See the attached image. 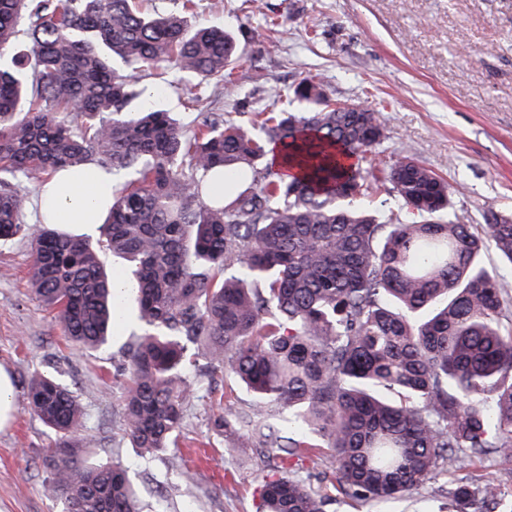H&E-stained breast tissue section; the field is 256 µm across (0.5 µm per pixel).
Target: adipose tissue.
<instances>
[{
    "label": "adipose tissue",
    "instance_id": "adipose-tissue-1",
    "mask_svg": "<svg viewBox=\"0 0 512 512\" xmlns=\"http://www.w3.org/2000/svg\"><path fill=\"white\" fill-rule=\"evenodd\" d=\"M112 178L97 172L94 178L62 171L43 183L40 207L44 223L68 224L78 232H93L107 215Z\"/></svg>",
    "mask_w": 512,
    "mask_h": 512
}]
</instances>
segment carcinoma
I'll list each match as a JSON object with an SVG mask.
<instances>
[{"label": "carcinoma", "instance_id": "carcinoma-1", "mask_svg": "<svg viewBox=\"0 0 512 512\" xmlns=\"http://www.w3.org/2000/svg\"><path fill=\"white\" fill-rule=\"evenodd\" d=\"M238 59L224 28L134 0H0V241L26 231L16 176L112 175L101 237L36 230L30 283L77 348L107 344L133 307V446L176 444L204 360L253 397L211 429L225 453L260 462L263 512H327L331 497L288 469L324 447L332 486L375 502L457 463L511 459L512 290L481 256L490 244L512 266V215L461 223L456 189L411 156L386 176L405 218L359 205V159L387 138L384 119L331 102L313 78L293 88L304 111L247 126L206 117L188 133L150 103L125 111L139 68L221 79ZM270 145L296 172H273ZM108 254L130 271L125 295ZM27 399L55 432L44 493L60 512H144L121 463L86 458L67 385L39 374ZM444 495L448 512H512L496 478Z\"/></svg>", "mask_w": 512, "mask_h": 512}]
</instances>
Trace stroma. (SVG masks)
<instances>
[{"instance_id":"35a3bbf8","label":"stroma","mask_w":512,"mask_h":512,"mask_svg":"<svg viewBox=\"0 0 512 512\" xmlns=\"http://www.w3.org/2000/svg\"><path fill=\"white\" fill-rule=\"evenodd\" d=\"M195 0L189 27L212 24L236 40L241 59L229 80L175 71L138 72L153 105L193 129L210 112L248 123L261 109L298 110L293 86L319 80L329 99L383 113L388 137L362 162L381 178L409 154L455 188L453 211L479 225L492 209L512 213V0ZM28 235L0 242V367L12 375L17 410L0 429V512H58L43 490L55 435L30 409L26 387L56 374L79 396L92 459L120 460L147 512H260L257 463L225 454L210 417L244 408L234 379L222 396L192 402L174 448L142 457L125 431V362L130 329L94 351L67 342L30 290ZM192 477H185V470ZM435 489L376 504L333 492L329 512H444Z\"/></svg>"}]
</instances>
